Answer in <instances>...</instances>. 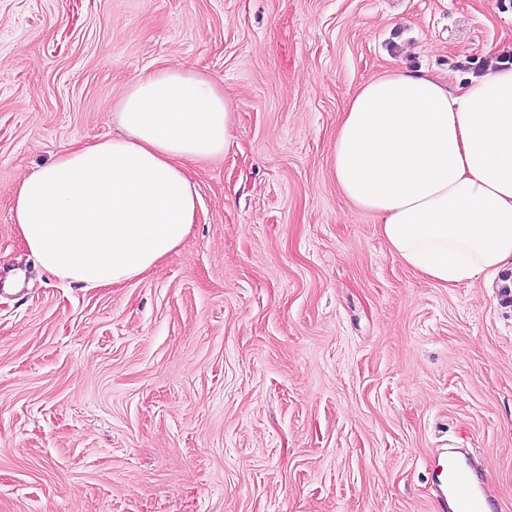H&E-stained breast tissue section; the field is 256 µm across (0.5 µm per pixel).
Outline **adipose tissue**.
Returning a JSON list of instances; mask_svg holds the SVG:
<instances>
[{
	"instance_id": "obj_1",
	"label": "adipose tissue",
	"mask_w": 512,
	"mask_h": 512,
	"mask_svg": "<svg viewBox=\"0 0 512 512\" xmlns=\"http://www.w3.org/2000/svg\"><path fill=\"white\" fill-rule=\"evenodd\" d=\"M114 117L120 135L65 148L11 198L30 255L85 288L140 277L179 248L199 204L188 167L232 138L229 100L183 67L136 79ZM331 168L406 266L447 287L490 277L512 262V66L457 92L422 70L367 81L341 114Z\"/></svg>"
}]
</instances>
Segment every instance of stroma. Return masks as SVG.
Here are the masks:
<instances>
[{"instance_id": "obj_1", "label": "stroma", "mask_w": 512, "mask_h": 512, "mask_svg": "<svg viewBox=\"0 0 512 512\" xmlns=\"http://www.w3.org/2000/svg\"><path fill=\"white\" fill-rule=\"evenodd\" d=\"M512 63V0H0V512H436L441 448L512 512V301L442 287L339 192L336 127L397 68ZM185 66L234 110L175 254L77 288L13 187Z\"/></svg>"}]
</instances>
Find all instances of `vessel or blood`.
<instances>
[{"mask_svg": "<svg viewBox=\"0 0 512 512\" xmlns=\"http://www.w3.org/2000/svg\"><path fill=\"white\" fill-rule=\"evenodd\" d=\"M434 481L443 510L451 505L455 512H490L486 476L470 458L448 455L438 462Z\"/></svg>", "mask_w": 512, "mask_h": 512, "instance_id": "obj_1", "label": "vessel or blood"}]
</instances>
